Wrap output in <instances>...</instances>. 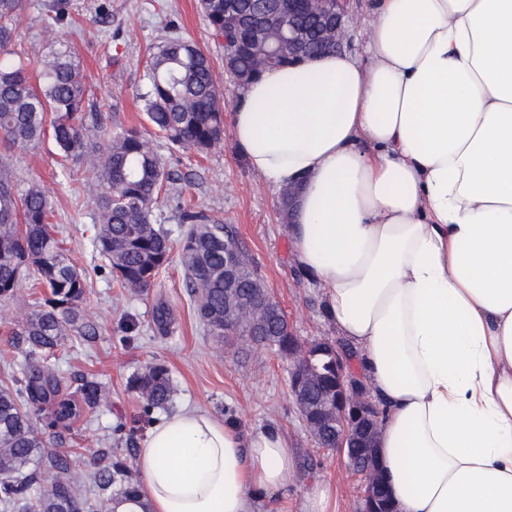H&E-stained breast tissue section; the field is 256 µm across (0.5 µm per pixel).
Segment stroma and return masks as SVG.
<instances>
[{"mask_svg":"<svg viewBox=\"0 0 512 512\" xmlns=\"http://www.w3.org/2000/svg\"><path fill=\"white\" fill-rule=\"evenodd\" d=\"M53 0H26L17 29V47L27 57L29 77L44 59L69 50L80 60L91 96L87 111L124 124L146 126L137 98L144 65L169 32L209 53L224 88V112L232 114L237 95L229 87L224 60L197 0H68V18L53 30L43 19ZM168 166L185 176L184 196L222 224L234 225L268 290L284 310L299 342L336 339L321 288L294 263L291 239L282 220L281 190L268 186L236 150L232 134L205 155L171 148L155 138ZM14 172L15 188L39 186L53 206L55 224L71 258L83 270L82 312L94 333L66 342L56 352L64 392L81 378H94L103 402L85 409L61 436L46 434L49 448L80 453L83 473H92L110 450L136 453L149 425L133 380L150 363L167 367L175 389L173 406H195L241 429L276 426L287 433L297 469L278 499L254 502V512H307L315 484L331 485L336 512H362L364 484L339 452L317 447L290 389L289 362L257 346L228 348L205 333L184 285L179 254H171L154 284L133 294L113 280L106 259L94 248L97 210L82 186L64 177L66 164L52 140L0 155ZM165 304L169 318L157 326L155 309Z\"/></svg>","mask_w":512,"mask_h":512,"instance_id":"obj_1","label":"stroma"}]
</instances>
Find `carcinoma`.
I'll list each match as a JSON object with an SVG mask.
<instances>
[{"mask_svg":"<svg viewBox=\"0 0 512 512\" xmlns=\"http://www.w3.org/2000/svg\"><path fill=\"white\" fill-rule=\"evenodd\" d=\"M212 35L225 56L239 89L267 66L288 64V40L280 24L276 0H237L238 9L224 12V0H199ZM24 0H0V145L8 149L37 144L50 136L66 161L78 164L66 175L92 173L83 186L97 209L96 247L108 262L116 283L138 293L155 280L169 262L168 234L154 222L161 196H181V179L167 168L151 140L136 126L113 124L99 150L88 135L87 121L98 129L105 118L84 112L89 86L80 60L70 51L49 55L33 85L16 51V29ZM66 3L56 0L44 22L63 23ZM146 91L139 94L146 121L172 147L200 154L224 140V106L210 57L180 36H170L147 61ZM186 225L179 242L185 288L193 298L206 332L220 344L251 341L288 356L297 339L288 335L283 312H274L259 298L264 288L246 248L238 246L245 277L234 288L224 287V239H236L227 224H218L192 203L179 204ZM51 203L43 190L15 192L10 166L0 160V300L14 297L22 279L40 289L33 308L12 330L13 346L24 356L20 376L0 386V512H111L112 486L118 493H137L125 466L104 467L95 473L98 494L88 500L76 477L70 454L46 452L41 427L31 415L36 406L44 426L69 427L81 407L61 396V380L51 368L38 364L54 355L72 332L80 329V305L86 279L68 257L50 223ZM356 357L341 342L314 343L293 365L304 387L306 424L322 443L336 442V365ZM147 412L164 410L174 388L168 369L150 364L134 381ZM81 401L101 400L98 384L85 380ZM377 430L358 435L354 461L365 478H372Z\"/></svg>","mask_w":512,"mask_h":512,"instance_id":"carcinoma-1","label":"carcinoma"}]
</instances>
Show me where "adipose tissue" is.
<instances>
[{"label": "adipose tissue", "instance_id": "ef3b65f1", "mask_svg": "<svg viewBox=\"0 0 512 512\" xmlns=\"http://www.w3.org/2000/svg\"><path fill=\"white\" fill-rule=\"evenodd\" d=\"M232 127L298 190L293 253L359 352L395 512H512V0H376L364 58L265 71ZM137 470L112 512H252L295 459L278 428L186 406Z\"/></svg>", "mask_w": 512, "mask_h": 512}]
</instances>
